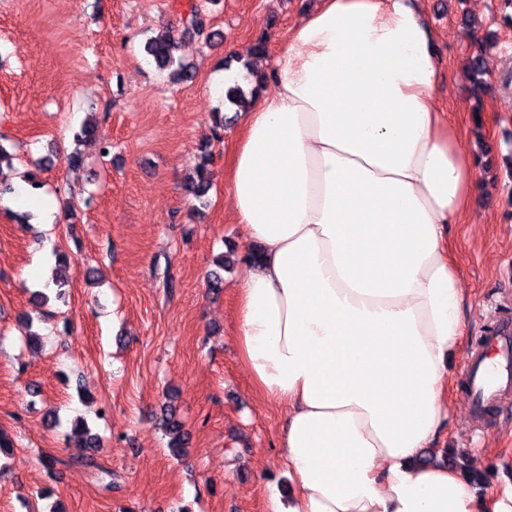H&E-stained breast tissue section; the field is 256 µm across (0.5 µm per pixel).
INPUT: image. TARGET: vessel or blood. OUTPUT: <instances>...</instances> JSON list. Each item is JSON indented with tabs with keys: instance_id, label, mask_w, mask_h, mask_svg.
I'll return each mask as SVG.
<instances>
[{
	"instance_id": "obj_1",
	"label": "vessel or blood",
	"mask_w": 512,
	"mask_h": 512,
	"mask_svg": "<svg viewBox=\"0 0 512 512\" xmlns=\"http://www.w3.org/2000/svg\"><path fill=\"white\" fill-rule=\"evenodd\" d=\"M463 387L473 415L484 416L512 393V323L489 330L470 352L463 369Z\"/></svg>"
}]
</instances>
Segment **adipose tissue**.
Returning <instances> with one entry per match:
<instances>
[{
	"instance_id": "obj_1",
	"label": "adipose tissue",
	"mask_w": 512,
	"mask_h": 512,
	"mask_svg": "<svg viewBox=\"0 0 512 512\" xmlns=\"http://www.w3.org/2000/svg\"><path fill=\"white\" fill-rule=\"evenodd\" d=\"M240 110L226 175L260 257L239 269V354L284 412L293 486L269 512H512L444 464L465 294L444 229L482 173L439 112L421 0H317Z\"/></svg>"
}]
</instances>
